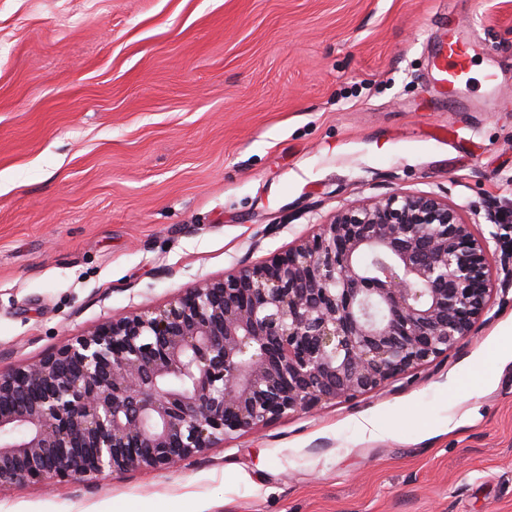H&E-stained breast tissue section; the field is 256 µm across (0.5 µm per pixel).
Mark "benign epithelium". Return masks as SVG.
Instances as JSON below:
<instances>
[{
  "instance_id": "7a95c632",
  "label": "benign epithelium",
  "mask_w": 512,
  "mask_h": 512,
  "mask_svg": "<svg viewBox=\"0 0 512 512\" xmlns=\"http://www.w3.org/2000/svg\"><path fill=\"white\" fill-rule=\"evenodd\" d=\"M461 210L394 192L284 256L0 370V490L168 470L234 435L399 380L469 336L495 255Z\"/></svg>"
}]
</instances>
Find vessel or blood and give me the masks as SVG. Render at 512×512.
Returning <instances> with one entry per match:
<instances>
[{"mask_svg": "<svg viewBox=\"0 0 512 512\" xmlns=\"http://www.w3.org/2000/svg\"><path fill=\"white\" fill-rule=\"evenodd\" d=\"M478 42L457 31H450L434 44L433 67L436 81L449 98H456L470 80L471 62Z\"/></svg>", "mask_w": 512, "mask_h": 512, "instance_id": "b4317fda", "label": "vessel or blood"}]
</instances>
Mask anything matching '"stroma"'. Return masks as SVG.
Here are the masks:
<instances>
[{
  "label": "stroma",
  "instance_id": "35a3bbf8",
  "mask_svg": "<svg viewBox=\"0 0 512 512\" xmlns=\"http://www.w3.org/2000/svg\"><path fill=\"white\" fill-rule=\"evenodd\" d=\"M444 21L482 46L467 112L433 80ZM393 191L512 240L485 217L512 205V0H0V369ZM503 278L403 379L177 469L0 490V512H512Z\"/></svg>",
  "mask_w": 512,
  "mask_h": 512
}]
</instances>
